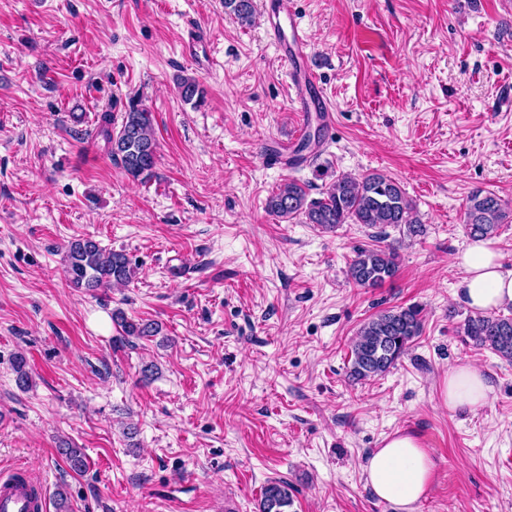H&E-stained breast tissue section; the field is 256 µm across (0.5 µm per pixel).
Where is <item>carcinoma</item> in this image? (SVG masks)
Segmentation results:
<instances>
[{
    "label": "carcinoma",
    "instance_id": "cac0c4a2",
    "mask_svg": "<svg viewBox=\"0 0 512 512\" xmlns=\"http://www.w3.org/2000/svg\"><path fill=\"white\" fill-rule=\"evenodd\" d=\"M224 9L243 26L254 21L253 0H224ZM110 126L112 115H103L102 133L110 144L112 159L135 180L149 177L156 164L151 113L132 105L124 113L117 132H112ZM267 208L282 219L302 218L305 223L317 224L326 230L342 224H361L377 230L381 240L387 237L388 227L404 224L413 233L422 227L400 183L381 173L359 178L341 176L322 189L318 199L308 198L306 186L290 180L271 194ZM508 223H512V208L495 194L478 190L468 198L464 224L470 237L488 238L496 233L499 225ZM398 269V247L389 243L358 249L349 266V277L359 287L376 288L392 280ZM133 274L134 268L126 254L107 252L91 238L76 239L68 245L67 277L75 288L93 292L124 284ZM115 320L121 328V342L158 333V325L154 323L136 322L122 314L115 315ZM422 331V310L416 305L396 307L369 319L361 325L353 341L349 375L356 380H366L385 374L406 354ZM462 333L475 346L512 361L511 316L477 313L465 320ZM13 368L17 385L28 388L26 356L16 355ZM58 452L73 471L84 472L86 460L82 449L63 440ZM290 503L288 483L271 481L264 486L261 512H285Z\"/></svg>",
    "mask_w": 512,
    "mask_h": 512
}]
</instances>
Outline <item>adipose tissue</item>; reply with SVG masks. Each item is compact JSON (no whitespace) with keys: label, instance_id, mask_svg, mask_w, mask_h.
Wrapping results in <instances>:
<instances>
[{"label":"adipose tissue","instance_id":"obj_1","mask_svg":"<svg viewBox=\"0 0 512 512\" xmlns=\"http://www.w3.org/2000/svg\"><path fill=\"white\" fill-rule=\"evenodd\" d=\"M461 272L458 295L477 312H492L512 306V268L485 239L469 241L457 253ZM493 388L482 369L464 363L449 368L440 391L442 403L453 411H472L485 405ZM373 493L396 512H416L433 477V463L415 436L395 433L386 437L363 465Z\"/></svg>","mask_w":512,"mask_h":512}]
</instances>
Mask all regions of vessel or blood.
Returning <instances> with one entry per match:
<instances>
[{
	"instance_id": "1",
	"label": "vessel or blood",
	"mask_w": 512,
	"mask_h": 512,
	"mask_svg": "<svg viewBox=\"0 0 512 512\" xmlns=\"http://www.w3.org/2000/svg\"><path fill=\"white\" fill-rule=\"evenodd\" d=\"M264 20L267 37L297 89L298 134L307 133L315 112L321 113L324 123L333 124V109L313 70L307 36L288 0H264ZM48 509L46 487L15 475L0 479V512H48Z\"/></svg>"
}]
</instances>
